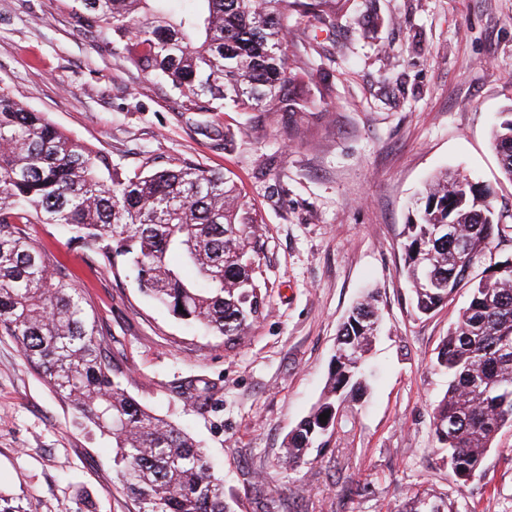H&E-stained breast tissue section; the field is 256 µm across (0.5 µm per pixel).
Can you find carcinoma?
<instances>
[{"label": "carcinoma", "mask_w": 512, "mask_h": 512, "mask_svg": "<svg viewBox=\"0 0 512 512\" xmlns=\"http://www.w3.org/2000/svg\"><path fill=\"white\" fill-rule=\"evenodd\" d=\"M169 2L71 0V7L81 21L108 30L136 71L178 93L183 111L232 106L264 114L303 112L311 103L310 61L288 56L284 10L324 22L350 13L355 0H198L197 12H177ZM354 21L363 32L378 24L372 0ZM492 135L512 179V112L499 116ZM255 223L224 173L187 160L129 173L0 88V335L14 339L78 419L111 440L113 472L137 512L233 509L205 449L122 387L103 330L31 225L63 226L104 266L122 263L174 317L232 341L265 306ZM507 242L512 223L494 210L491 192L459 174L436 176L404 227L403 273L419 312L471 284L436 357L448 389L435 411V435L460 488L483 471L499 431L512 427V271L475 282L465 276L472 261ZM379 327L372 300L350 310L323 395L288 433L286 465L304 463L347 398L366 393L364 355ZM404 512L451 510L447 499L417 490Z\"/></svg>", "instance_id": "carcinoma-1"}]
</instances>
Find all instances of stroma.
<instances>
[{
	"instance_id": "stroma-1",
	"label": "stroma",
	"mask_w": 512,
	"mask_h": 512,
	"mask_svg": "<svg viewBox=\"0 0 512 512\" xmlns=\"http://www.w3.org/2000/svg\"><path fill=\"white\" fill-rule=\"evenodd\" d=\"M375 5L385 22L366 37L349 15L325 28L286 13L287 44L312 63V103L256 123L232 108L183 111L69 0H0V87L129 171L186 159L230 175L257 216L266 305L232 346L174 318L58 225L33 227L75 275L124 389L195 435L235 512H258V485L288 496L291 512H401L416 490L447 497L453 512H512V427L462 492L434 433L448 387L436 355L468 294L422 315L400 272L409 206L431 175H470L512 213L491 141L492 117L512 111V0ZM370 291L384 323L367 354L370 392L289 470L286 436L317 403L338 327ZM190 379L205 405L176 393ZM0 493L33 512H136L109 442L78 424L7 336Z\"/></svg>"
}]
</instances>
